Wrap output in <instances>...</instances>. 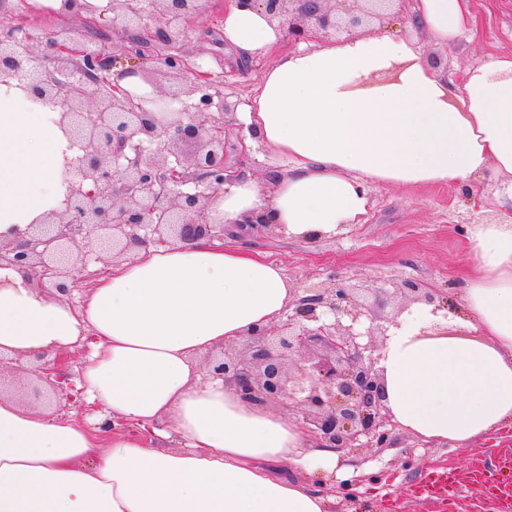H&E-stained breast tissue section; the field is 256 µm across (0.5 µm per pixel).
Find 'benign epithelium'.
Instances as JSON below:
<instances>
[{"label":"benign epithelium","mask_w":512,"mask_h":512,"mask_svg":"<svg viewBox=\"0 0 512 512\" xmlns=\"http://www.w3.org/2000/svg\"><path fill=\"white\" fill-rule=\"evenodd\" d=\"M190 0H111L112 29L131 36L130 59L142 60L156 29L158 41L177 44L186 33ZM261 9L268 22L288 28L294 41L367 25L395 0H239ZM48 54L13 27L0 28V78H26L38 59L43 76L37 97L62 107V124L82 151L66 172L69 194L60 218L31 224L0 242V268L30 271L36 289L73 290L63 267L82 257L84 242L99 230L98 260L108 264L138 248L199 238H224V225L208 219L210 205L235 176L224 140L230 105L198 66L186 90H161L171 108L147 107L112 83L114 59L71 29L53 33ZM178 78L189 71L179 55L160 57ZM182 144L196 151L186 155ZM332 287L303 289L271 324L247 334L248 352L226 346L207 361V376L222 378L240 395L263 405L291 403L302 411L306 433L321 448L354 453L388 448L396 423L386 407L378 368L389 328L376 323L356 288L336 275ZM68 348L39 357L38 377L58 401H76L67 365Z\"/></svg>","instance_id":"7a95c632"}]
</instances>
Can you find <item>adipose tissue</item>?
Returning a JSON list of instances; mask_svg holds the SVG:
<instances>
[{"label": "adipose tissue", "mask_w": 512, "mask_h": 512, "mask_svg": "<svg viewBox=\"0 0 512 512\" xmlns=\"http://www.w3.org/2000/svg\"><path fill=\"white\" fill-rule=\"evenodd\" d=\"M469 19V0H414L408 23L447 44ZM281 39L262 12L225 0L224 43L242 58ZM60 120L32 84L0 80V241L63 208L61 173L80 150ZM239 120L245 150L263 148L279 168L267 184L225 183L217 224H281L308 240L363 221L380 185L501 181L496 220L467 228L461 312L408 314L379 367L398 429L422 442L468 448L511 423L512 56L458 85L410 39L323 41L269 65ZM294 294L279 265L206 238L139 249L76 307L0 268V352L88 342L84 395L112 421L90 429L0 393V512H327L313 483L276 469L314 459L332 475L336 450L200 377L201 355L277 320ZM171 434L181 448L160 449Z\"/></svg>", "instance_id": "obj_1"}]
</instances>
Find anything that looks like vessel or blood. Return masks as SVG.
<instances>
[{
    "label": "vessel or blood",
    "instance_id": "b4317fda",
    "mask_svg": "<svg viewBox=\"0 0 512 512\" xmlns=\"http://www.w3.org/2000/svg\"><path fill=\"white\" fill-rule=\"evenodd\" d=\"M466 481L478 485L486 497L495 500L498 512H512V448L502 449L493 467L471 471L464 478L451 471L428 474L418 492L450 512Z\"/></svg>",
    "mask_w": 512,
    "mask_h": 512
}]
</instances>
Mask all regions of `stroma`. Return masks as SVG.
<instances>
[{
  "label": "stroma",
  "mask_w": 512,
  "mask_h": 512,
  "mask_svg": "<svg viewBox=\"0 0 512 512\" xmlns=\"http://www.w3.org/2000/svg\"><path fill=\"white\" fill-rule=\"evenodd\" d=\"M408 4L409 0H395L389 18L363 28V35L418 39L427 62L458 80L469 68L497 55L512 54V0H471L475 30L448 46L406 24ZM189 13L186 36L176 45V52L188 63L202 64L229 102L245 101L268 59L243 60L225 46L224 0H191ZM0 20L39 42L57 29L69 27L78 37L93 40L114 55L118 67L129 63L123 51L125 37L113 34L108 22L38 12L29 9L24 0H0ZM242 136L238 122L227 120L225 138L232 165L244 175L268 178L272 169L268 157L258 149L240 153ZM500 189L499 183L487 180L472 192L452 185L380 186L370 195L367 221L351 225L343 236L309 242L275 229L248 236L228 227L224 240L243 244L282 266L299 291L309 286L328 287L333 274L353 284L373 286L367 302L380 323L388 325L414 306L410 296L400 292L405 282L434 288L439 299L452 298L468 263L467 240L459 228L496 217ZM497 453V442L491 436L470 448H448L421 443L397 430L392 447L341 454V463L354 466L363 477L355 499L340 494L332 478L323 480L321 489L330 499L329 512H431L429 503L412 494L427 473L448 468L465 473Z\"/></svg>",
  "instance_id": "35a3bbf8"
}]
</instances>
